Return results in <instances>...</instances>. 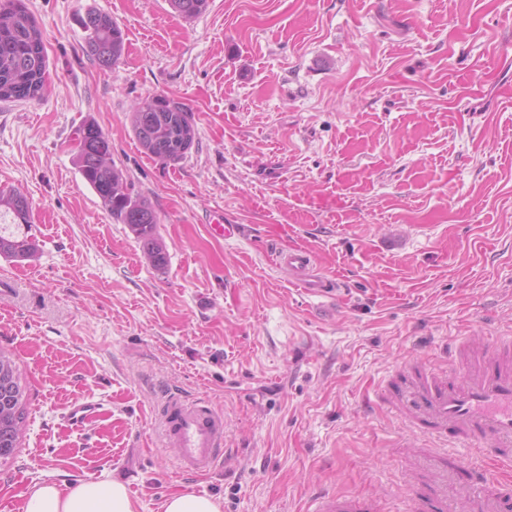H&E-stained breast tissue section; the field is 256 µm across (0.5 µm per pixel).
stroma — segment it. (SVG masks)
I'll return each instance as SVG.
<instances>
[{
	"instance_id": "obj_1",
	"label": "stroma",
	"mask_w": 512,
	"mask_h": 512,
	"mask_svg": "<svg viewBox=\"0 0 512 512\" xmlns=\"http://www.w3.org/2000/svg\"><path fill=\"white\" fill-rule=\"evenodd\" d=\"M48 90L0 102V189L32 208L35 258L0 257V350L27 388L0 464V512L45 481L120 478L135 512L206 494L221 512H305L321 492L414 512L425 441L381 402L402 363L512 340V0H26ZM125 33L122 61L83 51L87 6ZM166 95L198 143L144 154L133 112ZM94 120L158 214L155 266L78 173ZM220 213L239 227L213 236ZM338 282L318 303L272 261L273 235ZM222 412L206 473L181 469L157 415L170 397ZM78 404L96 411L82 422Z\"/></svg>"
}]
</instances>
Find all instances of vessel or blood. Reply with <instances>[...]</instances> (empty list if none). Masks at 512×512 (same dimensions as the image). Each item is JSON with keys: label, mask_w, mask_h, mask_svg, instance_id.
<instances>
[{"label": "vessel or blood", "mask_w": 512, "mask_h": 512, "mask_svg": "<svg viewBox=\"0 0 512 512\" xmlns=\"http://www.w3.org/2000/svg\"><path fill=\"white\" fill-rule=\"evenodd\" d=\"M277 267L289 281L317 298L332 297L334 281L320 275L312 252L300 244H276ZM447 366L431 370L418 362L405 363L387 383L386 401L415 431L439 441H473L501 465L512 464V344L491 341L477 348L459 342L449 347ZM165 435L178 450L182 468L204 472L216 462L224 441V415L206 404H165ZM420 466L428 472V496L418 499L419 512L427 502H447L456 489L450 459L423 453ZM500 500L493 481L472 496L470 512H499ZM307 512H378L367 497L326 492L316 496Z\"/></svg>", "instance_id": "obj_1"}]
</instances>
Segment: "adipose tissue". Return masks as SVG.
Masks as SVG:
<instances>
[{"instance_id": "ef3b65f1", "label": "adipose tissue", "mask_w": 512, "mask_h": 512, "mask_svg": "<svg viewBox=\"0 0 512 512\" xmlns=\"http://www.w3.org/2000/svg\"><path fill=\"white\" fill-rule=\"evenodd\" d=\"M24 512H133L126 485L117 479L60 486L47 481L27 496Z\"/></svg>"}]
</instances>
